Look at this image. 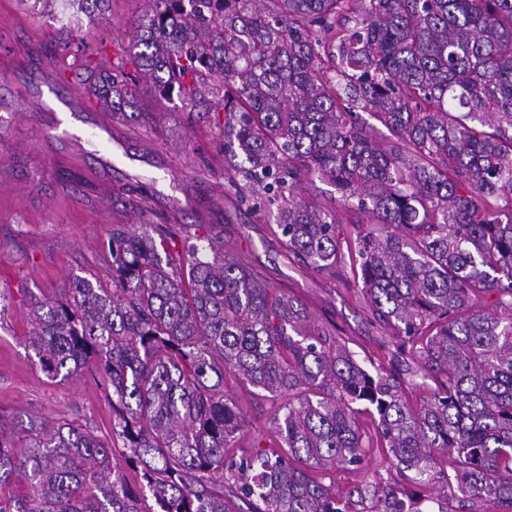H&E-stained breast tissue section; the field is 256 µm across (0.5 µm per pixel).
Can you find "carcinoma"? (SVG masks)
Returning a JSON list of instances; mask_svg holds the SVG:
<instances>
[{
  "mask_svg": "<svg viewBox=\"0 0 512 512\" xmlns=\"http://www.w3.org/2000/svg\"><path fill=\"white\" fill-rule=\"evenodd\" d=\"M62 2L94 21L108 0ZM118 63L84 53V91L112 115L140 87L215 117L224 179L272 216L317 274L342 259L336 204L367 217L353 240L373 319L415 360L418 408L395 374L366 370L235 245L180 224L109 233L107 288L78 278L28 312L51 379L86 367L112 386V435L35 420L18 449L0 424V512H351L319 474L361 461L373 438L443 496L512 512V0H142ZM367 112L394 137L384 144ZM316 181L338 199L296 200ZM231 374L288 401L279 443L227 456L245 427ZM373 411L374 435L358 414ZM141 471L132 488L125 468ZM234 475L232 498L218 492ZM24 483L26 495L4 489Z\"/></svg>",
  "mask_w": 512,
  "mask_h": 512,
  "instance_id": "cac0c4a2",
  "label": "carcinoma"
}]
</instances>
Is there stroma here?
<instances>
[{
  "label": "stroma",
  "mask_w": 512,
  "mask_h": 512,
  "mask_svg": "<svg viewBox=\"0 0 512 512\" xmlns=\"http://www.w3.org/2000/svg\"><path fill=\"white\" fill-rule=\"evenodd\" d=\"M137 9L136 0H110L100 19L73 34L57 30L51 14L30 0H0V422L21 448L30 417L39 415L80 424L111 441L115 459L123 457V442L112 435L106 378L89 367L50 379L28 347L27 317L33 303L58 295L73 279L104 277L113 225L151 232L137 208L139 185L149 187L157 217L242 248L251 267L297 299L365 369L387 367L391 358L392 343L350 264L340 263L330 277L287 259L273 219L250 212L226 183L211 113L146 94L140 117L122 119L82 93L83 72L62 53L63 44L82 38L95 61L111 68L115 47L135 35ZM224 390L247 420L235 454L251 453L260 434L276 442V397L232 378ZM451 472L440 456L431 480L416 484L386 449L374 447L361 464L326 472L324 482L350 500L352 512H371L390 490L411 512H462L458 500L439 494Z\"/></svg>",
  "instance_id": "stroma-1"
}]
</instances>
